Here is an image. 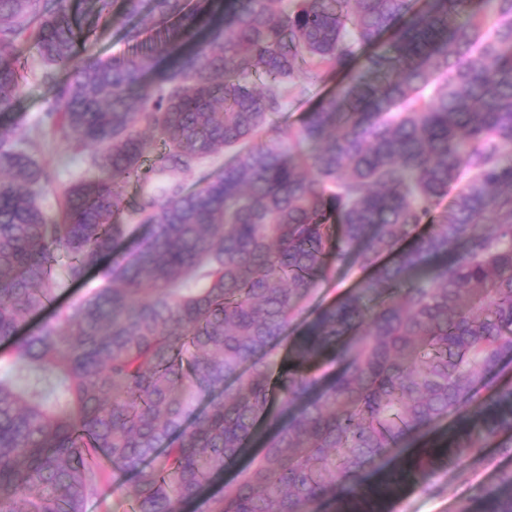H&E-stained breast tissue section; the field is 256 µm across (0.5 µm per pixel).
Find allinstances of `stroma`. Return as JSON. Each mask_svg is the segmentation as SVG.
Returning a JSON list of instances; mask_svg holds the SVG:
<instances>
[{
  "instance_id": "35a3bbf8",
  "label": "stroma",
  "mask_w": 512,
  "mask_h": 512,
  "mask_svg": "<svg viewBox=\"0 0 512 512\" xmlns=\"http://www.w3.org/2000/svg\"><path fill=\"white\" fill-rule=\"evenodd\" d=\"M19 58L25 85L15 116L21 133L34 141L33 154L50 179L42 207L56 219L61 214L64 190L91 174V159L89 153L74 151L49 134L46 112L50 91L42 80L44 65L30 44L20 47ZM455 427V418L449 417L427 433L412 435L407 447L392 452L382 471L366 475L359 485L338 489L336 502L327 512H459L471 502L476 489L495 485L501 472L512 470V455L492 445L460 465L435 469L428 485L406 482L388 491L383 488L386 476L410 459L411 449L442 447Z\"/></svg>"
}]
</instances>
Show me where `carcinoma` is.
<instances>
[{"mask_svg":"<svg viewBox=\"0 0 512 512\" xmlns=\"http://www.w3.org/2000/svg\"><path fill=\"white\" fill-rule=\"evenodd\" d=\"M113 0H0V112L31 43L53 135L98 177L61 220L33 142L0 124V341L101 265L129 212L147 238L15 342L0 377V512H84L109 475L132 512H179L271 420L207 512H320L336 484L449 415L424 481L512 435V0H152L125 49L75 68ZM346 81L283 134L303 83ZM232 150L188 190L199 162ZM452 203L442 206L448 188ZM65 266L60 277L56 267ZM354 288L313 311L336 271ZM342 369L325 383L319 362ZM480 512H512V471Z\"/></svg>","mask_w":512,"mask_h":512,"instance_id":"1","label":"carcinoma"}]
</instances>
